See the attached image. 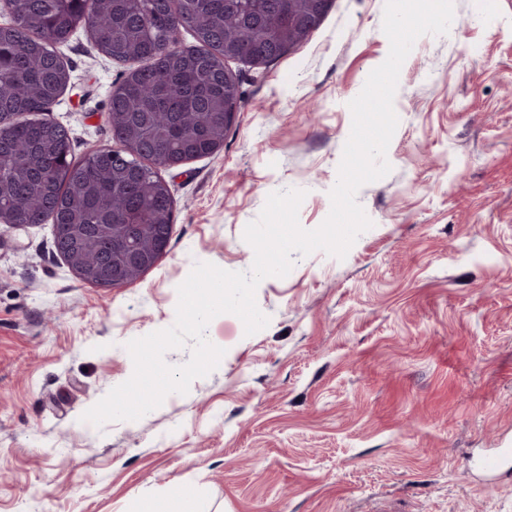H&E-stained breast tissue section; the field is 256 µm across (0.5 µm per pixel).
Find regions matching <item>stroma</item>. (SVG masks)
Here are the masks:
<instances>
[{
    "mask_svg": "<svg viewBox=\"0 0 512 512\" xmlns=\"http://www.w3.org/2000/svg\"><path fill=\"white\" fill-rule=\"evenodd\" d=\"M399 75L391 172L360 188L372 221L344 259L294 254L256 290L269 323L206 336L219 366L136 421L83 413L128 380L132 339L171 327L196 263L250 271L243 239L274 191L304 190L317 228L350 135L349 102L386 59L385 0H333L300 44L256 67L223 148L161 170L166 254L99 288L51 223L0 224V512H512V476L469 465L512 448V0H454ZM70 81L49 119L75 160L113 142L109 95L129 70L85 29L54 47Z\"/></svg>",
    "mask_w": 512,
    "mask_h": 512,
    "instance_id": "1",
    "label": "stroma"
}]
</instances>
